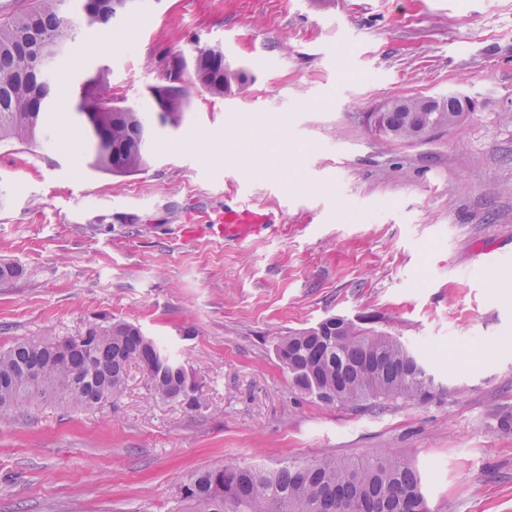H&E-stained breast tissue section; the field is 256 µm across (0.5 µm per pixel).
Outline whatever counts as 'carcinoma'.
Masks as SVG:
<instances>
[{
	"label": "carcinoma",
	"mask_w": 512,
	"mask_h": 512,
	"mask_svg": "<svg viewBox=\"0 0 512 512\" xmlns=\"http://www.w3.org/2000/svg\"><path fill=\"white\" fill-rule=\"evenodd\" d=\"M120 15L117 0H31L0 18V143L35 144L44 128L52 72L75 34L94 32ZM224 51L200 48L191 59L167 62L151 96L182 114L189 105L186 81L211 96L243 92L245 71L229 76ZM75 110L100 128L93 134L88 165L116 176L149 161V113L114 102L104 75L85 80ZM443 113L399 108L387 113L383 143L415 140V127H435ZM294 392L327 406L381 407L388 401L425 404L458 392L435 379L428 363L397 336L330 317L279 336L274 344ZM139 363L156 397L200 402L186 367L135 325L112 320L91 325L85 337H54L48 331L0 349V418L26 404L54 403L86 410L105 397L121 396L126 369ZM420 470L402 456L357 460L322 454L288 457L274 466L231 464L198 469L179 488L178 512H430Z\"/></svg>",
	"instance_id": "obj_1"
}]
</instances>
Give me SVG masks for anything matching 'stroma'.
Listing matches in <instances>:
<instances>
[{"label": "stroma", "mask_w": 512, "mask_h": 512, "mask_svg": "<svg viewBox=\"0 0 512 512\" xmlns=\"http://www.w3.org/2000/svg\"><path fill=\"white\" fill-rule=\"evenodd\" d=\"M77 35L56 79L54 139L0 145V348L112 318L188 369L203 406L156 398L128 368L90 411L0 419V512H177L179 482L229 464L398 454L431 512H512V0H153ZM221 45L244 94L190 88L149 165L86 164L70 82L105 73L152 110L175 55ZM457 89L472 108L415 143H380L387 99ZM246 199L276 225L237 242L183 238L185 213ZM504 266L483 280L497 259ZM366 321L435 359L460 394L351 410L295 394L276 336Z\"/></svg>", "instance_id": "stroma-1"}]
</instances>
